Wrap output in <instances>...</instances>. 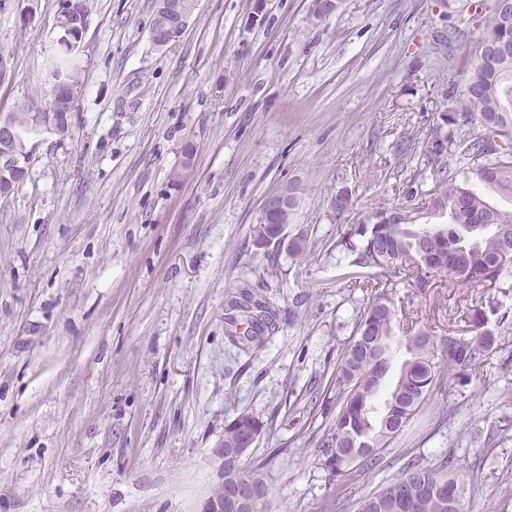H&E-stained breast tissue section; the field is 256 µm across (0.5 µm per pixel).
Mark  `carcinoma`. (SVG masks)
I'll return each mask as SVG.
<instances>
[{
	"instance_id": "carcinoma-1",
	"label": "carcinoma",
	"mask_w": 512,
	"mask_h": 512,
	"mask_svg": "<svg viewBox=\"0 0 512 512\" xmlns=\"http://www.w3.org/2000/svg\"><path fill=\"white\" fill-rule=\"evenodd\" d=\"M472 6L473 43L458 55L448 50L445 110L421 143L406 139L394 145L396 152L413 156V175L393 187L391 205L336 229V247L349 257V265L376 276L349 280L350 287L367 295L368 305L356 319L328 386L336 393V416H331L330 402L319 407L320 414L332 418L314 442L330 489L323 512L352 507L355 512H464L466 482L446 455L425 466L410 460L397 477L355 503L340 496L339 489L352 474L372 469L432 397L446 393L448 381L468 385L498 351L500 337L485 329L486 304L480 297L470 299L463 313L472 327L467 337L436 334L429 319L399 312L394 300L398 285L410 281L415 291L406 299L412 307L443 276L458 288H499L505 297L512 287V209L495 207L485 197L489 191L512 199V49L486 56L491 46H512V19L485 0ZM195 8L196 0H158L152 23H162L171 41ZM89 14L90 0H75L71 10L68 0H60L58 16L74 29ZM83 74L78 52L65 42L51 45L46 83L66 75L80 87ZM35 112L36 107L23 105L7 116L14 129L12 146L20 156L30 150ZM432 214L448 216L457 235L433 232L424 222ZM292 219L293 212L282 211L267 226L254 224L253 235L272 227L267 246L279 248L275 228ZM287 252L295 259L306 257L304 233L288 238ZM227 320L232 327L241 320L249 325L245 335L232 339L245 352L276 330L277 312L243 285L229 304ZM401 350L406 358L394 376V358ZM262 429V422L246 410L224 427V512H243L244 489L248 512H269L273 485L268 462L255 461L244 474L239 469Z\"/></svg>"
}]
</instances>
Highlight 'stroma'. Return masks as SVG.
I'll return each instance as SVG.
<instances>
[{
  "label": "stroma",
  "instance_id": "obj_1",
  "mask_svg": "<svg viewBox=\"0 0 512 512\" xmlns=\"http://www.w3.org/2000/svg\"><path fill=\"white\" fill-rule=\"evenodd\" d=\"M466 2L342 0L317 21L310 0H197L158 46L156 0H92L73 136H47L0 200V512H199L244 409L264 424L252 453L269 462V512H321L310 410L367 303L336 264V226L412 175L392 146L442 111L441 46ZM58 5L0 0V112L50 100ZM188 142L194 165L172 181ZM293 183L302 260L251 237L263 198ZM341 190L354 207L337 217ZM245 284L279 328L244 352L226 314ZM487 328L503 337L491 364L344 495L447 451L470 512H512L498 480L512 477V295Z\"/></svg>",
  "mask_w": 512,
  "mask_h": 512
}]
</instances>
